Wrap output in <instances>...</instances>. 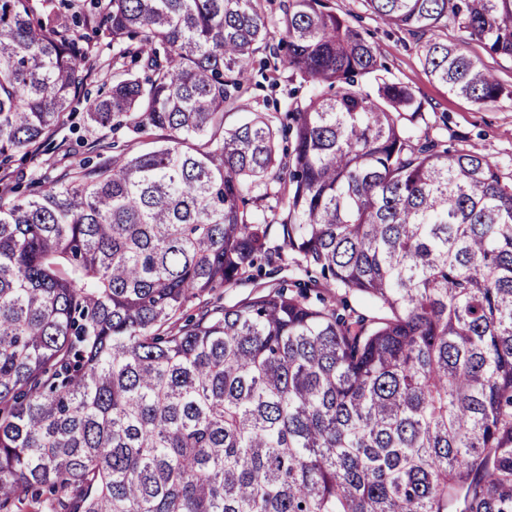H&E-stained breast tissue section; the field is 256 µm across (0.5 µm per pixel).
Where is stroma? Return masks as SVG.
<instances>
[{
  "mask_svg": "<svg viewBox=\"0 0 512 512\" xmlns=\"http://www.w3.org/2000/svg\"><path fill=\"white\" fill-rule=\"evenodd\" d=\"M336 14L348 18L363 35L377 43L382 52L383 73L390 80L408 86L424 105V121L415 130L420 134L446 139L449 150H474L512 169V98H502L486 110L477 109L449 94L425 74L416 49L417 38L409 31L384 25L368 11L363 0H329ZM108 38L93 34L89 47V77L81 89L82 97L94 98L112 85ZM312 87L290 80L287 69L255 77L245 96L244 109L227 114L226 125L244 121L249 113L286 110L292 102H307ZM56 147L16 156L0 167V198L12 199L16 184L35 178L52 180L82 157V149L69 127H61L55 136Z\"/></svg>",
  "mask_w": 512,
  "mask_h": 512,
  "instance_id": "obj_1",
  "label": "stroma"
}]
</instances>
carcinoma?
Listing matches in <instances>:
<instances>
[{
  "label": "carcinoma",
  "mask_w": 512,
  "mask_h": 512,
  "mask_svg": "<svg viewBox=\"0 0 512 512\" xmlns=\"http://www.w3.org/2000/svg\"><path fill=\"white\" fill-rule=\"evenodd\" d=\"M364 4L449 94L512 97L465 50L512 59V0ZM280 11L0 0V158L53 148L89 27L85 120L128 139L0 201V512H512V175L415 137L327 0ZM259 51L314 93L228 128ZM288 259L316 276L184 316ZM91 35L90 42L85 44L89 47V77L81 89V98H94L105 93L112 86V70L108 66L109 51L106 44L110 40L101 30Z\"/></svg>",
  "instance_id": "obj_1"
}]
</instances>
